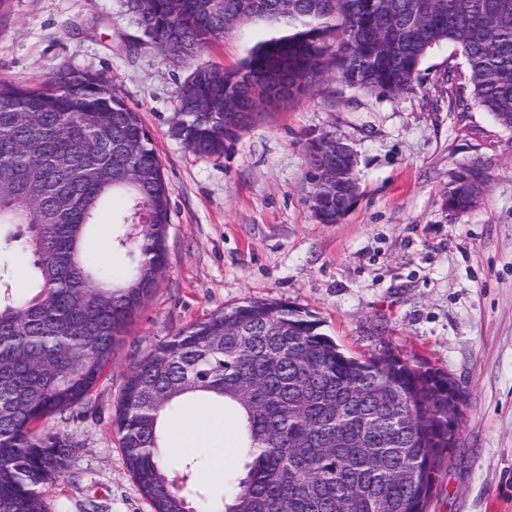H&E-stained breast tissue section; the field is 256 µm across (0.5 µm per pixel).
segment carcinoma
I'll list each match as a JSON object with an SVG mask.
<instances>
[{
	"label": "carcinoma",
	"instance_id": "1",
	"mask_svg": "<svg viewBox=\"0 0 512 512\" xmlns=\"http://www.w3.org/2000/svg\"><path fill=\"white\" fill-rule=\"evenodd\" d=\"M166 58L191 62L237 25L289 32L258 42L235 68L195 67L178 89L172 135L198 156L224 154L275 103L253 74L288 70V98L329 72L365 92L411 87L433 47L456 45L474 101L512 128V0H128ZM321 224L336 197L357 195L336 136L307 143ZM29 170L17 194L18 166ZM442 209L471 208L462 186ZM112 211L122 266L101 269L83 249ZM170 197L139 113L97 73L67 70L40 88L0 81V512H47L38 488L62 477L76 444L34 424L65 417L112 361V346L166 267ZM145 221L130 240L133 226ZM29 255L17 291L11 258ZM454 380L391 350L346 353L306 311L250 300L154 344L128 370L114 423L126 467L153 512H427L448 447ZM210 410L235 423L237 455L222 493L204 495L201 460L165 462L164 414Z\"/></svg>",
	"mask_w": 512,
	"mask_h": 512
}]
</instances>
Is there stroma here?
I'll return each instance as SVG.
<instances>
[{
	"label": "stroma",
	"mask_w": 512,
	"mask_h": 512,
	"mask_svg": "<svg viewBox=\"0 0 512 512\" xmlns=\"http://www.w3.org/2000/svg\"><path fill=\"white\" fill-rule=\"evenodd\" d=\"M270 33L236 26L195 63L238 65ZM63 68L102 74L139 112L171 222L164 273L111 365L68 420L43 422L77 444L65 476L40 488L49 512H152L113 425L124 376L151 345L250 299L310 311L351 354L388 347L452 377L464 397L458 443L428 512H512V130L474 102L456 46L430 50L398 96L326 75L302 99L261 106L212 157L172 137L190 66L160 54L127 0H10L0 80L37 88ZM326 132L357 159L359 194L337 224L311 210L305 146ZM475 164L486 192L448 215L442 194Z\"/></svg>",
	"instance_id": "stroma-1"
}]
</instances>
